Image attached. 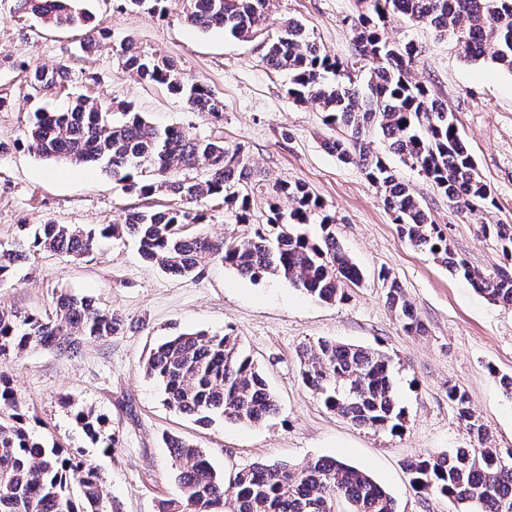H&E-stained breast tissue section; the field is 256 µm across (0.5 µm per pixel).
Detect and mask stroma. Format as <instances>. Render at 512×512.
I'll return each mask as SVG.
<instances>
[{
  "label": "stroma",
  "mask_w": 512,
  "mask_h": 512,
  "mask_svg": "<svg viewBox=\"0 0 512 512\" xmlns=\"http://www.w3.org/2000/svg\"><path fill=\"white\" fill-rule=\"evenodd\" d=\"M85 5L106 33L89 56L76 52L81 31L43 26L18 10L17 0H0V96L7 99L0 108V245H13L25 224H110L126 209L175 204L169 195L147 199L121 190L100 167L56 164L28 150L32 112L84 94L128 103L159 126L243 145L261 184H305L334 215L336 239L364 280L348 288L346 299L325 303L281 278L254 281L217 260L174 278L145 263L127 237L106 241L83 260L31 254L0 286V308L46 315L56 296L69 293L95 298L124 324L119 334L84 343L74 355L36 348L0 360V375L38 416L39 433L95 468L124 512H158L160 502L174 496L161 442L165 433L197 443L228 474L254 463L296 465L333 457L367 470L395 499L398 512H455L446 498L416 492L406 464L471 447L448 401L454 383L467 391L493 445L512 448V402L499 384L501 376L512 375V306L489 301L401 237L362 166L325 149V140L340 135V128L328 125L315 105L288 96L287 75L263 63L258 41L200 30L175 8L158 16L129 8L124 0ZM362 10L361 0H274L268 25L301 19L311 37L346 62L354 53L351 24ZM384 31L389 40L418 45L411 73L454 113L496 206L457 212L428 179L401 163L383 137L371 136L370 148L412 187L436 222L447 226L452 250L493 273L503 263L501 250L477 228L512 222V73L470 63L456 41L402 18L391 19ZM129 38L173 59L187 79L207 85L224 104L221 119L193 111L163 87L125 72L116 51ZM61 63L69 67L67 81L51 96L30 98L24 67ZM387 278L404 289L422 332H405L390 309ZM230 329L264 372L278 414L259 425L219 419L203 426L170 410L160 387L144 373L150 350L182 331L220 335ZM321 338L389 356L405 411L401 431L355 426L320 403L302 381L299 351ZM79 409L104 417L118 447L106 452L93 445L73 418Z\"/></svg>",
  "instance_id": "35a3bbf8"
}]
</instances>
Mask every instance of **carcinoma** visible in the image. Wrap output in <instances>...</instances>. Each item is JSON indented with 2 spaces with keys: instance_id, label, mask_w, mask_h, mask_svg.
Returning <instances> with one entry per match:
<instances>
[{
  "instance_id": "carcinoma-1",
  "label": "carcinoma",
  "mask_w": 512,
  "mask_h": 512,
  "mask_svg": "<svg viewBox=\"0 0 512 512\" xmlns=\"http://www.w3.org/2000/svg\"><path fill=\"white\" fill-rule=\"evenodd\" d=\"M180 6L184 20L207 31L213 27L238 40L263 36V61L288 74V95L312 102L329 125L344 135L325 141L343 161H358L380 192L401 235L448 270L470 281L495 303L512 306V224H482L479 231L500 244L505 265L485 275L452 251L447 232L437 224L384 158L370 151L367 134L378 133L401 161L423 174L456 211L495 206L481 180L453 113L414 80L411 64L419 54L412 42L384 37L382 24L404 17L456 40L473 61L488 60L512 73V0H363L367 12L353 21L354 61L342 62L311 39L300 20L287 18L273 31L266 21L271 0H152V12ZM20 8L55 29H81L82 52L106 38L78 7V0H19ZM121 66L140 79L161 85L190 109L218 115L221 102L202 83L187 79L169 59L141 49L128 39L117 50ZM68 67L25 69L36 95L53 93L67 79ZM27 147L39 157L72 165L102 164L112 182L149 197L167 192L176 208L129 210L116 224L89 228L47 222L27 233V248L0 246V286L29 253L49 252L83 259L102 239L132 237L141 259L173 277L194 274L203 259H217L253 280L280 277L323 302L347 298L345 287L362 280L360 268L342 251L324 204L301 183L280 182L273 191L292 202L270 209L264 224L250 223V202L260 188L245 149L224 138L197 137L180 127H158L128 106L78 96L58 109L34 113ZM202 176L186 177V170ZM147 173L148 181L138 180ZM220 198L243 235L214 238L188 227L204 223L200 203ZM319 221L321 238L311 240L305 226ZM389 306L408 333L422 325L402 287L382 276ZM121 330L112 312L85 297L61 294L43 317L0 309V359L35 347L68 353L82 340H104ZM303 381L324 406L358 427L395 432L404 412L397 406L389 357L381 352L320 339L301 349ZM147 377L165 394L174 411L207 425L213 417L259 424L278 412V401L239 336L187 332L159 344L144 363ZM448 400L473 439L470 448L420 456L407 463L420 493L439 494L464 512H512V451L486 445L485 425L470 408L466 391L448 385ZM85 435L109 452L118 437L104 433L105 421L92 411L75 414ZM38 423L0 375V512H122L100 474L78 456L35 436ZM170 468L179 494L162 502L160 512H333L346 501L350 512H397L393 498L364 469L335 458L311 459L298 467L256 463L230 476L217 472L196 445L165 436Z\"/></svg>"
}]
</instances>
